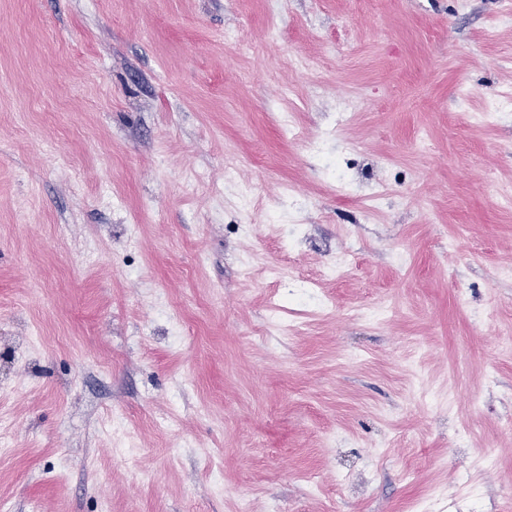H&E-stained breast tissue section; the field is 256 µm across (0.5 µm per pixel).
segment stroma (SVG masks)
Here are the masks:
<instances>
[{"label":"stroma","mask_w":512,"mask_h":512,"mask_svg":"<svg viewBox=\"0 0 512 512\" xmlns=\"http://www.w3.org/2000/svg\"><path fill=\"white\" fill-rule=\"evenodd\" d=\"M508 191L512 0H0V512H512Z\"/></svg>","instance_id":"obj_1"}]
</instances>
